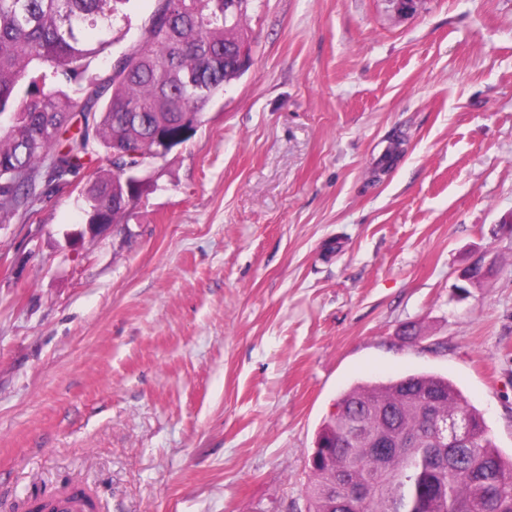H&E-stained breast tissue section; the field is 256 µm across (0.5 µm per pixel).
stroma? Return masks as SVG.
I'll use <instances>...</instances> for the list:
<instances>
[{"label": "stroma", "mask_w": 512, "mask_h": 512, "mask_svg": "<svg viewBox=\"0 0 512 512\" xmlns=\"http://www.w3.org/2000/svg\"><path fill=\"white\" fill-rule=\"evenodd\" d=\"M244 27L252 67L124 223L88 231L77 176L0 224V512H307L338 398L408 374L512 455V0Z\"/></svg>", "instance_id": "1"}]
</instances>
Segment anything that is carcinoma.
Segmentation results:
<instances>
[{
  "label": "carcinoma",
  "instance_id": "cac0c4a2",
  "mask_svg": "<svg viewBox=\"0 0 512 512\" xmlns=\"http://www.w3.org/2000/svg\"><path fill=\"white\" fill-rule=\"evenodd\" d=\"M136 0H0V224L27 216L47 192L87 170L82 192L88 224H120L125 188L91 167L118 144L150 152L159 135L201 121L204 106L239 77L229 53L249 45L243 22L254 0H155L140 40L85 78L89 64L114 43L115 24L130 22ZM81 122L71 129L75 113ZM433 394L445 415L470 422L461 448L418 444L402 436L432 435L422 400ZM319 432L308 487V512H512V459L493 444L483 415L457 387L433 374L357 385ZM387 430L380 452L352 436ZM370 485L366 499H346L335 485Z\"/></svg>",
  "mask_w": 512,
  "mask_h": 512
}]
</instances>
